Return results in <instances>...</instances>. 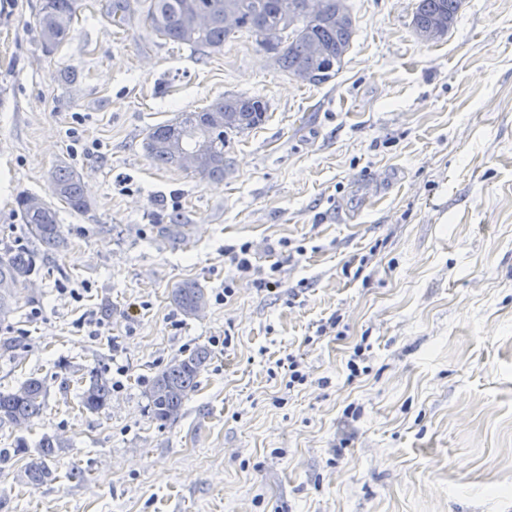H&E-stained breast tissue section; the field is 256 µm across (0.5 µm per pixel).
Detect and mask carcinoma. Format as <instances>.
<instances>
[{
    "label": "carcinoma",
    "mask_w": 512,
    "mask_h": 512,
    "mask_svg": "<svg viewBox=\"0 0 512 512\" xmlns=\"http://www.w3.org/2000/svg\"><path fill=\"white\" fill-rule=\"evenodd\" d=\"M286 1L295 6L292 21L285 14ZM304 3L305 0H137L145 24L166 41L187 45L198 54L209 56L221 51L234 32H247L266 51L274 53L279 69L296 79L303 76L309 84H323L343 66L354 34V20L349 13L342 18L337 16L346 0H322L321 13L313 18L305 15ZM228 4L235 5L240 18L234 31L224 27V8ZM461 5L462 0H419L412 20L414 33L437 30L438 39L445 38ZM77 9V0H43L37 26L46 50H54L68 39ZM198 13L209 15L210 23L194 31L185 24V18ZM313 45L320 49V55L311 54ZM267 111L266 102L258 96H224L198 112H181L174 120L151 128L144 149L154 164L177 169L179 155L201 152L202 165L193 173L204 179L222 180L228 166L224 148L231 143V136L260 126L267 119ZM226 112L231 117L227 124ZM50 193L51 199L37 207L29 204L30 193L18 195L15 203L29 238L46 250H57L65 239L53 200L81 215L88 213L90 202L80 174L69 166L52 175ZM33 270L32 252L5 249L0 253L1 320L13 313L17 289L25 287ZM171 303L183 315L193 316L196 309L206 305L207 293L197 282L186 280L172 289ZM209 360V349L198 346L172 360L152 378L147 399L153 420L163 425L181 415ZM111 394L109 381L94 374L81 389L80 403L86 410L98 412L108 405ZM46 396L44 382L35 377L12 391H0V428L33 424L42 414ZM61 448L63 444L56 437L44 436L37 454L25 463L21 479L34 488L52 481L54 472L49 462Z\"/></svg>",
    "instance_id": "carcinoma-1"
}]
</instances>
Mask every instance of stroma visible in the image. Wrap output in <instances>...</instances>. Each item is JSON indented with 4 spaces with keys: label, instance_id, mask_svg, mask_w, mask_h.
<instances>
[{
    "label": "stroma",
    "instance_id": "1",
    "mask_svg": "<svg viewBox=\"0 0 512 512\" xmlns=\"http://www.w3.org/2000/svg\"><path fill=\"white\" fill-rule=\"evenodd\" d=\"M41 3L0 0V248H33L15 198L49 196L58 167L91 210L59 205L66 247L37 252L0 321V391L47 386L31 427L0 428L23 449L0 512H512V0H464L430 44L418 0H347L352 44L321 85L245 33L204 57L140 15L116 27L107 0H78L49 52ZM227 94L269 109L223 181L150 161V128ZM244 243L271 286L232 278ZM186 279L209 297L195 317L170 301ZM199 346L197 390L159 425L152 378ZM291 354L308 379L290 389ZM93 371L112 386L96 413ZM46 435L67 447L34 489L19 471ZM112 387L109 381L99 374H94L89 379V384L81 389L80 403L90 412H98L104 409L111 398Z\"/></svg>",
    "mask_w": 512,
    "mask_h": 512
}]
</instances>
